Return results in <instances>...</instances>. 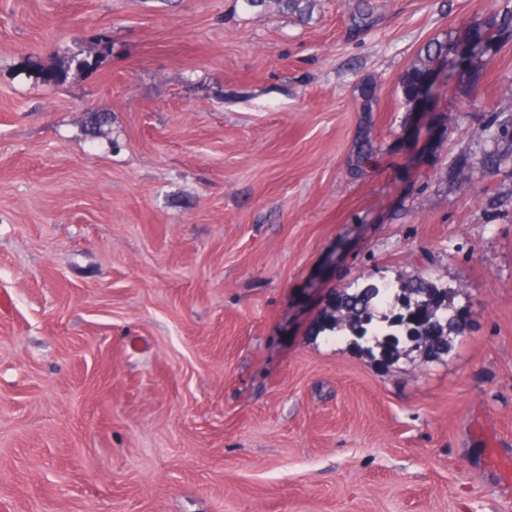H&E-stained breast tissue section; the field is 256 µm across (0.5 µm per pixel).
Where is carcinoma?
<instances>
[{
	"label": "carcinoma",
	"mask_w": 512,
	"mask_h": 512,
	"mask_svg": "<svg viewBox=\"0 0 512 512\" xmlns=\"http://www.w3.org/2000/svg\"><path fill=\"white\" fill-rule=\"evenodd\" d=\"M512 34V9L493 15L487 22L485 43ZM452 41H430L405 71L401 95L410 107L418 97L424 74L448 55ZM466 311L448 301V289L417 275L395 286L389 282H366L356 288L335 292L318 331L346 336L350 344L380 360L393 362L411 348L429 362L448 352L462 333Z\"/></svg>",
	"instance_id": "carcinoma-1"
}]
</instances>
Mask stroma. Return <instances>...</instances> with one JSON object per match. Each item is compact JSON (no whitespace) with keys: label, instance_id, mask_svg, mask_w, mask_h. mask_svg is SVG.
Returning <instances> with one entry per match:
<instances>
[{"label":"stroma","instance_id":"obj_1","mask_svg":"<svg viewBox=\"0 0 512 512\" xmlns=\"http://www.w3.org/2000/svg\"><path fill=\"white\" fill-rule=\"evenodd\" d=\"M356 3L0 0V512H512V36L400 92L507 0ZM417 275L448 353L317 333ZM486 37L484 42L487 45L475 42H466L462 45L452 44V40L438 38L430 41L426 47L419 53L417 58L411 63L405 71L401 81V95L404 103L410 109L415 99L418 97L424 74L441 57L446 58L444 69L441 73L433 71L425 83V94L416 112H428L433 99L448 84V81L456 78L462 73L467 72V66L464 62L473 57H478L481 53L489 50L490 45L497 37L509 32L512 35V9L493 15L486 24ZM451 47L449 53L448 49ZM484 52V53H485ZM423 53V54H422ZM481 70L470 71L459 77L467 79L471 84H477Z\"/></svg>","mask_w":512,"mask_h":512}]
</instances>
